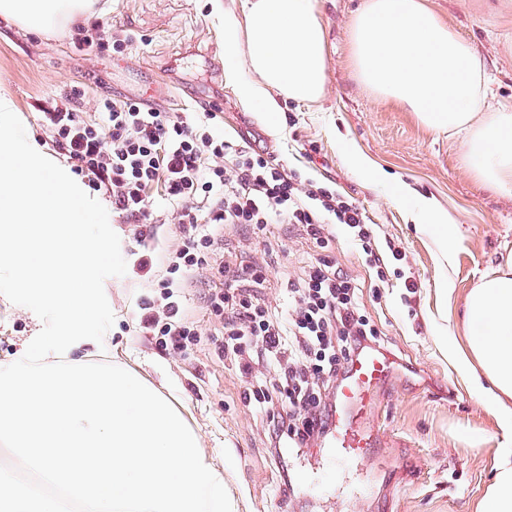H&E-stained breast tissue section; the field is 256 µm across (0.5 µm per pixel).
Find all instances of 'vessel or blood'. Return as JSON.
<instances>
[{"mask_svg": "<svg viewBox=\"0 0 512 512\" xmlns=\"http://www.w3.org/2000/svg\"><path fill=\"white\" fill-rule=\"evenodd\" d=\"M394 370V358L380 351H369L355 358L339 391L338 402L343 412L352 414L372 402L376 392L389 383ZM370 445L369 436L354 425L340 430L336 437V446L341 451Z\"/></svg>", "mask_w": 512, "mask_h": 512, "instance_id": "vessel-or-blood-1", "label": "vessel or blood"}]
</instances>
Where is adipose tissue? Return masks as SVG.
I'll return each mask as SVG.
<instances>
[{"instance_id": "1", "label": "adipose tissue", "mask_w": 512, "mask_h": 512, "mask_svg": "<svg viewBox=\"0 0 512 512\" xmlns=\"http://www.w3.org/2000/svg\"><path fill=\"white\" fill-rule=\"evenodd\" d=\"M318 0H248L244 22L224 14L228 59L243 57L244 102L261 104L277 125V101L315 103L326 92V32ZM95 0H0V18L51 33L86 17ZM357 81L381 102L412 112L437 134L456 137L464 166L482 187L512 196V105L491 104L485 66L473 44L424 0H365L348 32ZM397 200L422 221L447 258L448 215L435 200L402 191ZM465 344L439 336L461 368L478 367L483 404L499 418L507 443L480 512H512V253L468 293Z\"/></svg>"}]
</instances>
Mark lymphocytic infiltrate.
<instances>
[{
    "label": "lymphocytic infiltrate",
    "mask_w": 512,
    "mask_h": 512,
    "mask_svg": "<svg viewBox=\"0 0 512 512\" xmlns=\"http://www.w3.org/2000/svg\"><path fill=\"white\" fill-rule=\"evenodd\" d=\"M71 40L94 56L124 52L132 43L97 19L77 27ZM81 96L75 87L61 93L40 108L37 125L86 186L108 196L113 216L141 249L139 269L165 264L156 293L139 302L140 326L163 349L197 346L181 288L190 273L209 269L207 307L223 320L218 351L245 378L241 398L265 419L274 454L326 437L336 411L325 393L345 363L380 344L362 286L329 254L330 243L344 229L375 270L377 288L386 287L387 261L401 259V250L378 248L372 222L353 197L304 178L267 151L224 138L217 109L170 112L141 99L102 97L88 114ZM170 223L177 241L158 250V227ZM271 224L296 226L322 251L289 280L279 310L258 296L263 264L233 268L215 259L221 229L256 234ZM276 399L282 410L275 414L269 406Z\"/></svg>",
    "instance_id": "obj_1"
}]
</instances>
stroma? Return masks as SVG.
<instances>
[{
	"mask_svg": "<svg viewBox=\"0 0 512 512\" xmlns=\"http://www.w3.org/2000/svg\"><path fill=\"white\" fill-rule=\"evenodd\" d=\"M103 18L132 37L123 54L78 52L70 28L38 34L0 19V85L8 87L33 125L36 107L71 87L84 93L93 112L98 97L138 96L171 112L217 106L224 135L266 148L288 168L352 196L371 219L378 246L394 242L402 260L388 266L389 285L372 293L375 273L337 230L333 249L345 272L364 284L363 302L381 332L383 351L397 361L389 386L367 412L371 447L354 451L337 478H329L326 443L290 455L294 491L283 494L267 427L242 402L243 381L215 352L220 319L203 307L209 270H196L183 294L201 341L186 354L161 350L136 326L141 296L152 294L165 274L137 271L138 247L127 225L113 223L127 273L110 277L104 291L114 314L100 357L112 356L173 396L199 431L213 465L224 474L241 512H477L493 482L502 433L478 392L441 351L440 329L462 336L463 302L504 250H512V197L481 187L461 162L455 140L420 125L412 113L377 102L354 77L347 30L362 0H319L327 32V86L315 104L285 101L281 124L271 128L264 112L246 104L224 53V18L214 0H103ZM483 58L494 101L512 103V0H426ZM362 154L386 171L375 184L349 164ZM434 198L456 222L448 237L449 261L395 200L401 187ZM317 249L286 224L266 234L224 232L217 259L232 265L263 262L268 279L261 298L278 304L282 288ZM448 280L450 292L438 286ZM42 321L0 295V367L12 364L22 341Z\"/></svg>",
	"mask_w": 512,
	"mask_h": 512,
	"instance_id": "obj_1",
	"label": "stroma"
}]
</instances>
